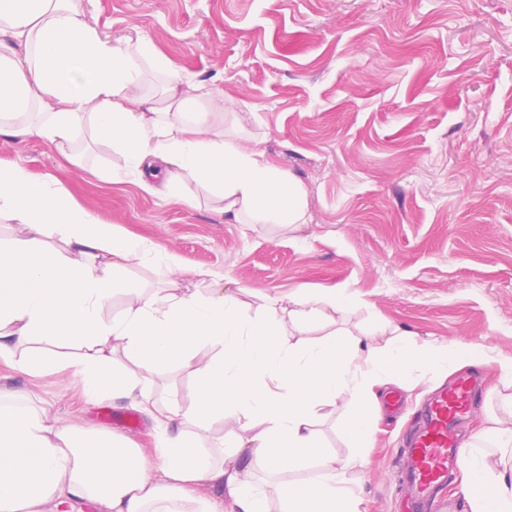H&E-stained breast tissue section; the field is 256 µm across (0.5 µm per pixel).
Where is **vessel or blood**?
<instances>
[{"mask_svg": "<svg viewBox=\"0 0 512 512\" xmlns=\"http://www.w3.org/2000/svg\"><path fill=\"white\" fill-rule=\"evenodd\" d=\"M477 395L478 382L473 376L457 378L437 391L399 450V471L413 492V512H436L435 493L447 486L460 454L456 426Z\"/></svg>", "mask_w": 512, "mask_h": 512, "instance_id": "obj_1", "label": "vessel or blood"}]
</instances>
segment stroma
<instances>
[{
	"mask_svg": "<svg viewBox=\"0 0 512 512\" xmlns=\"http://www.w3.org/2000/svg\"><path fill=\"white\" fill-rule=\"evenodd\" d=\"M100 38L144 37L191 96L218 92L213 115L237 142L298 180L308 222L231 224L193 179L162 199L126 174L120 149L75 131L73 159L37 140L0 135V161L54 177L99 219L264 296L343 288L344 326H399L434 345L453 341L512 358V0H79ZM123 172L122 181L104 172ZM445 376L401 389L408 412L384 414L365 462L346 479L364 512H406L394 472L412 411ZM191 368L172 367L158 403L189 407ZM0 394L60 422L125 434L157 454L152 421L114 399L125 431L101 418L69 372L31 375L0 358Z\"/></svg>",
	"mask_w": 512,
	"mask_h": 512,
	"instance_id": "stroma-1",
	"label": "stroma"
}]
</instances>
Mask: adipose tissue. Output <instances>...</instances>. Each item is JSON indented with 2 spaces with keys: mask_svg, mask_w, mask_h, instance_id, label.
Wrapping results in <instances>:
<instances>
[{
  "mask_svg": "<svg viewBox=\"0 0 512 512\" xmlns=\"http://www.w3.org/2000/svg\"><path fill=\"white\" fill-rule=\"evenodd\" d=\"M166 74L170 61L147 39L115 47L84 18L77 0H0V135L42 140L59 152L90 120L122 150L137 182L174 195L192 177L221 202L226 220L306 223L302 185L262 154L225 138L209 112L192 111L187 91L169 82L165 105L130 98L140 61ZM26 233L0 242V357L26 373L68 371L94 399L121 398L157 429L158 462L125 437L63 425L45 410L0 403V512H361L346 463L328 455L315 422L347 400L341 426L368 447L379 395L417 372H452L490 363L482 345L434 350L393 329L381 345L339 328L351 299L338 288L268 296L248 315L240 291L199 268L196 289L144 293L125 287L134 264L177 275L156 244L95 217L51 178L0 163V221ZM121 311L104 318L116 294ZM327 332L306 340V327ZM192 367L188 408L159 406L156 378ZM239 420L212 445L214 419ZM458 489L471 512H512V402L486 413L463 445ZM321 460L308 481L263 485L239 464L276 473ZM218 483L221 495H201Z\"/></svg>",
  "mask_w": 512,
  "mask_h": 512,
  "instance_id": "adipose-tissue-1",
  "label": "adipose tissue"
}]
</instances>
